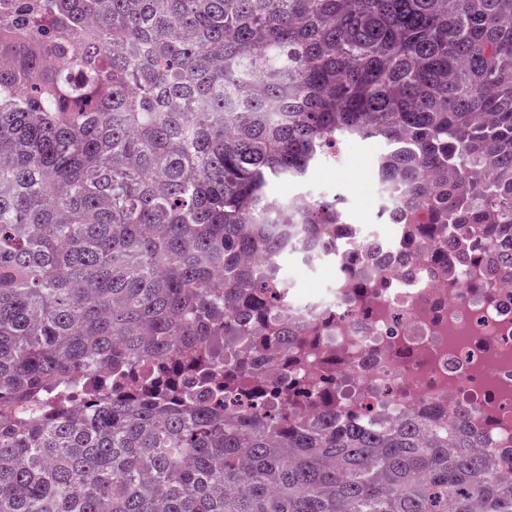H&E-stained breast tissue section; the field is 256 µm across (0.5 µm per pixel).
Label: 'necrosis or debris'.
I'll return each mask as SVG.
<instances>
[{
    "label": "necrosis or debris",
    "instance_id": "obj_1",
    "mask_svg": "<svg viewBox=\"0 0 512 512\" xmlns=\"http://www.w3.org/2000/svg\"><path fill=\"white\" fill-rule=\"evenodd\" d=\"M369 308L347 319L352 289L341 281L304 303L289 302L301 321L335 353L336 399L366 407L365 421L386 428L413 414L467 408L487 451L512 453V269L485 277L464 267L450 279L428 261L389 264Z\"/></svg>",
    "mask_w": 512,
    "mask_h": 512
}]
</instances>
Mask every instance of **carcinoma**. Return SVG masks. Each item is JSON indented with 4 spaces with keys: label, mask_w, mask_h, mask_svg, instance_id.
<instances>
[{
    "label": "carcinoma",
    "mask_w": 512,
    "mask_h": 512,
    "mask_svg": "<svg viewBox=\"0 0 512 512\" xmlns=\"http://www.w3.org/2000/svg\"><path fill=\"white\" fill-rule=\"evenodd\" d=\"M346 138L443 274L512 236V0H0V512H512L468 411L367 428L283 320L352 223L269 184ZM281 264L283 275L292 288L291 292L294 289L307 292L312 288H317L330 276V273L324 268L325 265L308 266L294 255L285 257ZM300 290H295L294 293L301 294Z\"/></svg>",
    "instance_id": "1"
}]
</instances>
